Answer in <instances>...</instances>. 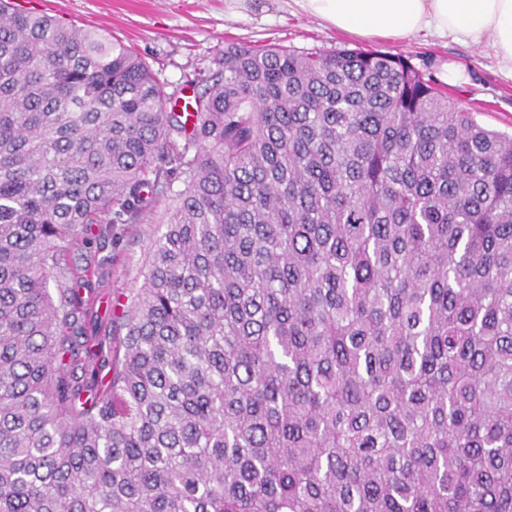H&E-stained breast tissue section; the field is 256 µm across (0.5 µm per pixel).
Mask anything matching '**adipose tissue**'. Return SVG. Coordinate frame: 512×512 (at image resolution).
<instances>
[{
    "mask_svg": "<svg viewBox=\"0 0 512 512\" xmlns=\"http://www.w3.org/2000/svg\"><path fill=\"white\" fill-rule=\"evenodd\" d=\"M302 11L335 30L364 38L420 32L454 35L473 44L491 38L512 67V0H296Z\"/></svg>",
    "mask_w": 512,
    "mask_h": 512,
    "instance_id": "ef3b65f1",
    "label": "adipose tissue"
}]
</instances>
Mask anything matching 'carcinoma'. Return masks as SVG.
<instances>
[{"label": "carcinoma", "instance_id": "cac0c4a2", "mask_svg": "<svg viewBox=\"0 0 512 512\" xmlns=\"http://www.w3.org/2000/svg\"><path fill=\"white\" fill-rule=\"evenodd\" d=\"M11 5L0 512H512V136L348 48L229 44L169 111ZM176 182L108 359L65 251Z\"/></svg>", "mask_w": 512, "mask_h": 512}]
</instances>
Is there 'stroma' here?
I'll list each match as a JSON object with an SVG mask.
<instances>
[{"mask_svg": "<svg viewBox=\"0 0 512 512\" xmlns=\"http://www.w3.org/2000/svg\"><path fill=\"white\" fill-rule=\"evenodd\" d=\"M18 9L47 14L83 30H98L136 50L149 64L166 95L183 94V82L210 76L225 45L285 47L300 53L339 48L379 51L409 60L424 76L483 127L512 134V77L502 70L490 44L472 45L429 33L402 39H364L345 35L305 15L295 0H15ZM463 69L465 80L448 81L449 66ZM168 207L159 200L146 220L126 225L120 241L99 237L92 248L72 246L71 265L88 270L80 294L97 316L98 337L106 348L118 346L112 328V301L143 284L144 259L158 222Z\"/></svg>", "mask_w": 512, "mask_h": 512, "instance_id": "35a3bbf8", "label": "stroma"}]
</instances>
